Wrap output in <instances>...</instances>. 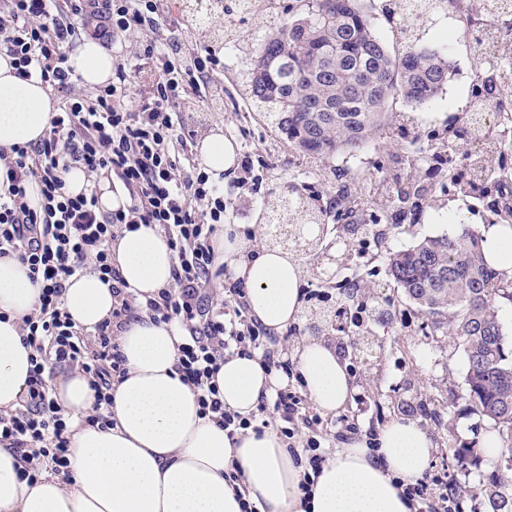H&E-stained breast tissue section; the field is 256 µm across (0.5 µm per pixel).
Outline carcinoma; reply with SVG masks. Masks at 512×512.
<instances>
[{"instance_id": "carcinoma-1", "label": "carcinoma", "mask_w": 512, "mask_h": 512, "mask_svg": "<svg viewBox=\"0 0 512 512\" xmlns=\"http://www.w3.org/2000/svg\"><path fill=\"white\" fill-rule=\"evenodd\" d=\"M463 11V0H388L394 27L406 42L398 55L390 54L373 30L361 0H296L288 6L287 21L273 25L252 47L254 56L246 95L269 108L267 120L277 134L302 155L323 160L337 152L361 148L369 138L385 132L401 146L408 167L377 171L366 200L348 184L332 197L334 206L319 204L317 189L304 186L273 194L265 208L268 224H286L292 232L267 240V246L288 253L308 272L302 258L326 250L310 227L336 222L353 240L374 238L386 243L382 223L397 220L406 210L427 203L438 189L461 197L494 198V223L512 228V167L506 155L512 142L482 127L480 114L497 106L512 107V65L492 68L487 61L499 54L503 30L512 23V0H478L480 22L465 19V33L483 52L472 64L476 83L470 110L454 124L422 135L414 119L400 113L389 118L391 100L414 106L432 100L448 82L449 65L436 49L418 45L420 31L407 21L434 12L436 2ZM202 12H190L192 24L208 32L212 43H236L242 32L212 29L199 22ZM479 140L474 150L460 144ZM424 169V178L412 174ZM325 263L326 275L355 263L362 251H336ZM387 273L404 296L429 320L432 328L449 330L465 359L467 406L497 426L500 457L512 466V358L495 298L512 301V281L499 278L482 253L481 236L471 228L449 237H427L402 250L387 253ZM359 285L347 286L335 299L323 294L314 300L321 323L310 324L312 335L322 325L339 332L349 302ZM462 468L480 463V450L461 445L454 450ZM489 512H512V495L502 491L500 477L479 488Z\"/></svg>"}]
</instances>
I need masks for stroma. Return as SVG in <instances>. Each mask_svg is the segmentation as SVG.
I'll return each instance as SVG.
<instances>
[{
  "label": "stroma",
  "mask_w": 512,
  "mask_h": 512,
  "mask_svg": "<svg viewBox=\"0 0 512 512\" xmlns=\"http://www.w3.org/2000/svg\"><path fill=\"white\" fill-rule=\"evenodd\" d=\"M456 19V11H449L426 25L421 39L423 46L440 50L448 58L450 71L443 90L431 102L417 108L400 99L389 104L390 112L413 113L425 133L451 125L466 111L470 98L474 81L472 61L482 48L463 34ZM222 55L224 109L212 112L201 103L194 109V118L207 131H221L234 143L236 155L247 152L254 161L253 181L244 186L224 187L230 223L252 227L258 238H265L262 212L270 194L289 186L315 183L318 173L330 171L354 176L359 191L365 192L377 166H394L400 149L382 135L359 150L340 152L320 163L303 158L268 127L262 109L244 93L252 59L250 49L226 48ZM489 218L485 202L439 191L428 206L408 214L394 227L387 247L406 249L428 236H451L465 226L479 228ZM353 277L367 283L366 288L360 289L359 299L389 300V309L397 320L389 327L376 324L378 363H360L353 369L356 390L344 406V413L356 414L357 426L365 434L396 420L393 405L421 394L434 398V414L411 417L429 434L435 446L428 469L447 471L458 490V512H486L478 487L494 471L495 459L483 458L480 465L464 470L457 467L453 458L454 445L482 443L484 436L494 429L492 422L468 409L460 398L465 388L461 348L452 336L434 332L423 324L416 307L388 281L382 255L359 260L353 267Z\"/></svg>",
  "instance_id": "1"
}]
</instances>
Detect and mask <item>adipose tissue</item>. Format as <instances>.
I'll use <instances>...</instances> for the list:
<instances>
[{
	"label": "adipose tissue",
	"mask_w": 512,
	"mask_h": 512,
	"mask_svg": "<svg viewBox=\"0 0 512 512\" xmlns=\"http://www.w3.org/2000/svg\"><path fill=\"white\" fill-rule=\"evenodd\" d=\"M69 63L91 89L112 76V55L85 36ZM52 104L37 81L17 78L0 57V147L38 141ZM482 252L489 265L512 280V228L482 225ZM247 289L250 311L269 332L281 333L301 306V278L281 251L257 245L238 232L219 246ZM112 262L137 297L156 294L172 282L175 255L157 226H139L111 244ZM40 288L26 265L0 258V409L16 408L28 386L32 350L22 341L23 317L36 307ZM65 310L91 330L112 316V290L93 273L71 279ZM179 325L141 317L118 332L126 376L112 387L103 429L85 423L94 404L87 379L68 371L51 380L54 398L70 412L72 477L18 478V457L0 448V512H240L224 480L236 465L247 496L260 512H410L401 484L420 478L434 445L411 421H394L376 434V449L353 442L325 462L302 502L298 467L275 431L228 439L198 412L196 396L176 369ZM306 391L325 412L339 409L354 392L353 379L337 351L322 342L297 350ZM227 407L246 414L261 396L282 385L257 357L234 356L217 376Z\"/></svg>",
	"instance_id": "obj_1"
}]
</instances>
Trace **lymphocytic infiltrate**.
Listing matches in <instances>:
<instances>
[{
    "mask_svg": "<svg viewBox=\"0 0 512 512\" xmlns=\"http://www.w3.org/2000/svg\"><path fill=\"white\" fill-rule=\"evenodd\" d=\"M86 27L103 43L135 44L130 54L114 56L111 81L88 93L79 91L81 77L68 64ZM0 56L9 57L17 77L39 80L56 100L42 139L0 148L6 162L0 258L18 259L41 285L39 303L21 326L34 352L27 395L18 408L0 409V447L22 460L20 479L31 483L47 470L71 476L69 415L48 384L56 372L82 373L95 398L87 424L110 426L104 407L115 381L127 373L116 331L143 313L186 331L177 370L197 394L203 417L231 439L276 431L303 466L300 490L310 494L330 440L353 439L357 425L346 414H323L292 361L268 348L241 282L228 280L227 267L215 263L226 211L224 179L194 158L202 129L190 122L187 104L193 99L223 108V58L185 38L169 0H0ZM73 168L92 177L115 175L127 204L102 211L93 181L70 194L64 175ZM33 183L40 191L35 203L28 197ZM135 224L157 226L175 254L171 285L143 303L129 292L110 253L111 242ZM87 270L111 282L113 299L111 320L91 334L64 309L69 279ZM257 353L288 383L244 415L225 406L216 377L226 357ZM403 494L413 512H455L447 473L404 484Z\"/></svg>",
    "mask_w": 512,
    "mask_h": 512,
    "instance_id": "lymphocytic-infiltrate-1",
    "label": "lymphocytic infiltrate"
}]
</instances>
